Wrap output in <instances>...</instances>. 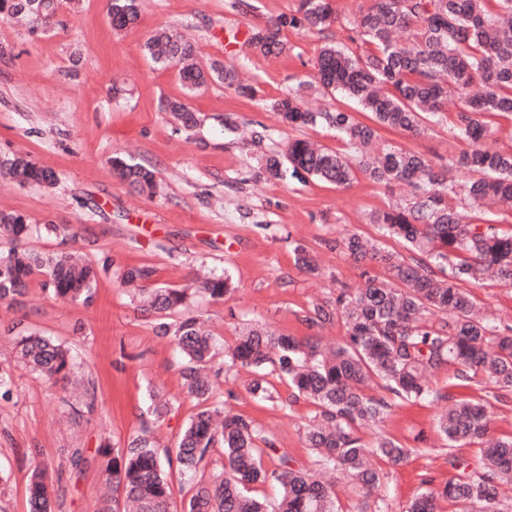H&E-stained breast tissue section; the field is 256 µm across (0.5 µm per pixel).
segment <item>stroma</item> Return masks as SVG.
<instances>
[{
	"label": "stroma",
	"mask_w": 512,
	"mask_h": 512,
	"mask_svg": "<svg viewBox=\"0 0 512 512\" xmlns=\"http://www.w3.org/2000/svg\"><path fill=\"white\" fill-rule=\"evenodd\" d=\"M249 2L246 12L235 0H143L137 22L120 31L110 24L107 0H77L62 8L58 25L38 34L0 16V157L21 154L59 175L52 188L0 177V209L42 226L36 248L55 251L60 240L46 227L65 225L75 247L110 264L90 306L55 300L36 283L24 305L0 303V328L21 320L70 347L85 388L79 394L72 386L13 371V397L0 400V512H28L29 470L36 460L50 466L60 512H99L108 489L95 450L101 439L121 448L139 433L147 388L174 402L154 431L160 444H173L194 413L174 346L153 334L120 285L124 266L154 265L161 282L173 287L188 284L201 269L230 274L238 286L234 294L218 303L204 297L196 302L215 338L229 343L249 320L308 335L301 316L313 301L362 283L336 241L350 231L376 235L368 215L388 207L400 191L361 175L346 189L267 177L266 157L283 154L289 140L345 149L328 126L281 123L272 110L276 100L297 92L306 109L331 112L348 102L312 80L319 35L283 29L287 49L279 55L246 47L251 27L290 13L296 0ZM161 27L194 38L201 65L243 73L255 95L221 83L188 94L177 68L154 63L146 53L147 40ZM165 99L188 103L199 125L190 132L179 128L161 110ZM229 120L260 131L262 141L242 140L226 128ZM384 137L443 163L465 147L447 120L420 137L396 131ZM118 154L154 168L155 197L137 195L116 175L111 159ZM298 244L318 255L319 276L297 268ZM225 376L219 389L227 408L254 420L295 465L315 469L304 438L312 405L261 403L248 391V369L234 367ZM88 393L95 398L89 412L82 408ZM445 409L442 401L403 403L365 430V442L386 435L411 450L401 464H378L376 493L392 512H402L421 492L422 477L440 487L451 476L448 450L435 432ZM77 449L87 459L79 469L70 463Z\"/></svg>",
	"instance_id": "obj_1"
}]
</instances>
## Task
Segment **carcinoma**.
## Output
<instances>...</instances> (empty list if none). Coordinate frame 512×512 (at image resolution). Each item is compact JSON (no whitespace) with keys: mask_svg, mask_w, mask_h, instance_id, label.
Returning <instances> with one entry per match:
<instances>
[{"mask_svg":"<svg viewBox=\"0 0 512 512\" xmlns=\"http://www.w3.org/2000/svg\"><path fill=\"white\" fill-rule=\"evenodd\" d=\"M63 0H0V14L22 17L35 32L55 23ZM140 0H110L109 19L115 30L134 24ZM512 0H370L351 23L350 44L326 42L316 50L315 80L325 92L351 103L347 109L313 112L294 96L273 104L281 121L292 127L328 125L345 143L340 154L297 138L283 157L266 160V172H286L300 180L314 179L346 188L355 171L370 181L406 188L403 199L369 215L381 235L398 242L408 254L379 240L351 232L342 251L365 278L361 288H341L336 296L313 303L303 322L309 327L340 322L342 341L326 348L316 336H289L258 322L243 326L232 344L219 346L202 315L188 312L189 298L202 293L222 302L235 290L224 275L204 273L174 288L159 283L150 265L124 268L120 284L141 313L154 316L152 331L175 344L183 357L180 370L188 396L199 410L187 422L175 447L162 448L151 424L173 404L158 390L149 391L153 423L126 447L104 440L97 453L107 459L104 474L112 498L102 512H339L336 490L315 473L297 467L275 448L270 436L251 419L224 411L211 374L216 359L228 367L249 368L254 379L249 393L275 402L274 377L290 389L289 400L314 406L305 429L307 447L325 468L339 469L364 495L359 512H389L383 498H372L380 483L370 459L391 463L407 459L411 449L387 436L376 444L363 442L361 428L376 425L398 401H449L437 421L448 448V466L457 474L440 488L426 489L404 512H440L448 501L458 512H509L499 496L512 481V436H490L493 402H512V325L495 323L481 312L466 286L492 277L512 286V234L498 227L496 214L483 209L489 201L512 208V149L485 146L495 120L512 118ZM339 23L333 0H298L296 9L270 26L253 28L245 40L249 50L278 55L287 50L284 28L324 35ZM411 32L406 43L395 35ZM155 63L180 67L188 92L212 81L246 92L232 69H205L196 63L197 46L184 35L157 30L146 44ZM457 94L454 129L467 148L449 164H436L424 154L393 145L378 129L421 136L443 122L448 90ZM163 111L190 131L199 117L181 100H167ZM112 167L133 191L152 197L154 169L116 155ZM0 176L20 185L52 187L59 180L51 168L14 154L0 161ZM462 194L480 214L465 222L448 202ZM40 227L17 212L0 211V303H14L40 280L42 289L63 302L90 305L101 272L98 265L71 252L42 253L28 244ZM297 267L318 273L314 254L294 247ZM4 334L13 340V362H0V398H7L13 367L21 366L55 385L71 380L75 361L70 349L49 336L20 328ZM454 368L451 386L477 382L492 394L455 400L451 392L430 386L429 375ZM482 444V463L470 465L459 450ZM224 449V463L212 466L211 451ZM274 461L263 464V456ZM193 482L192 495L176 508L170 476L173 470ZM277 489L269 502L251 494L256 484ZM57 506L48 467L34 463L29 477V512H55Z\"/></svg>","mask_w":512,"mask_h":512,"instance_id":"carcinoma-1","label":"carcinoma"}]
</instances>
